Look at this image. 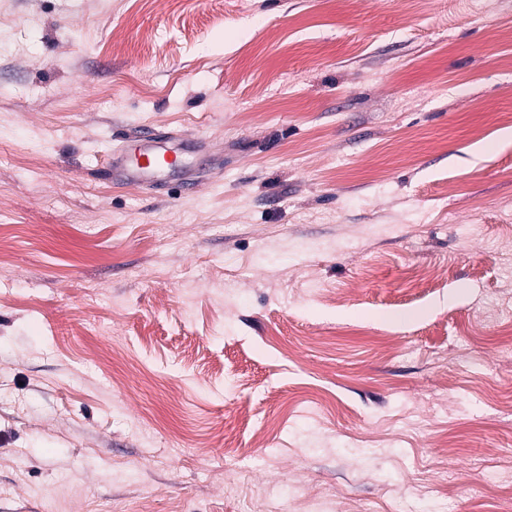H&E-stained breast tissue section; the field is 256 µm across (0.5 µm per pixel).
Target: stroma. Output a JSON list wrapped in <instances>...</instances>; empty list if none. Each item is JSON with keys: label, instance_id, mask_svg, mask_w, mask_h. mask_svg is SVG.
Instances as JSON below:
<instances>
[{"label": "stroma", "instance_id": "obj_1", "mask_svg": "<svg viewBox=\"0 0 512 512\" xmlns=\"http://www.w3.org/2000/svg\"><path fill=\"white\" fill-rule=\"evenodd\" d=\"M504 113L512 0H0V512H506ZM140 140L144 141V147L136 162L129 164L123 158H110L109 170L112 178L125 185H139L153 179L158 174L173 169L174 161L169 167H163L156 163V159L166 155L164 144L168 141L162 139L153 128H144L140 133Z\"/></svg>", "mask_w": 512, "mask_h": 512}]
</instances>
